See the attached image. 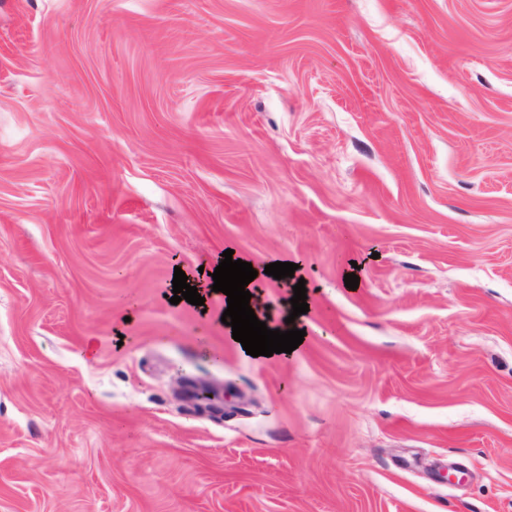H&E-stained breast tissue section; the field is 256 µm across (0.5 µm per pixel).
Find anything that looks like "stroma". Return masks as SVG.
I'll list each match as a JSON object with an SVG mask.
<instances>
[{
  "label": "stroma",
  "instance_id": "1",
  "mask_svg": "<svg viewBox=\"0 0 512 512\" xmlns=\"http://www.w3.org/2000/svg\"><path fill=\"white\" fill-rule=\"evenodd\" d=\"M0 512H512V0H0Z\"/></svg>",
  "mask_w": 512,
  "mask_h": 512
}]
</instances>
